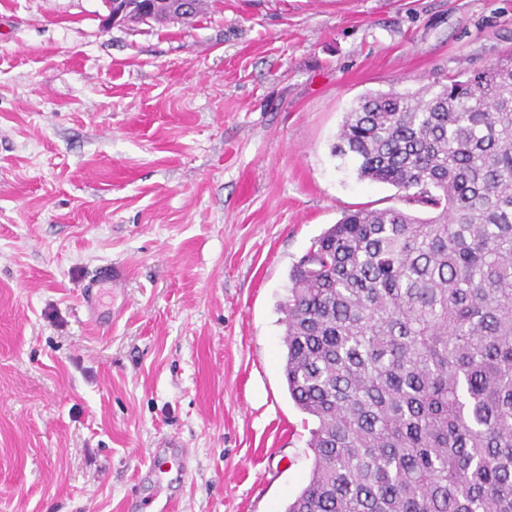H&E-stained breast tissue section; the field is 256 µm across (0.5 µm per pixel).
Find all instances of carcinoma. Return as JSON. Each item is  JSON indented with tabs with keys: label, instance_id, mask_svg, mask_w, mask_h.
<instances>
[{
	"label": "carcinoma",
	"instance_id": "obj_1",
	"mask_svg": "<svg viewBox=\"0 0 512 512\" xmlns=\"http://www.w3.org/2000/svg\"><path fill=\"white\" fill-rule=\"evenodd\" d=\"M334 153L432 215L351 210L292 270L284 375L314 427L284 512H512V48L360 96Z\"/></svg>",
	"mask_w": 512,
	"mask_h": 512
}]
</instances>
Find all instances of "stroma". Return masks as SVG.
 Returning <instances> with one entry per match:
<instances>
[{"instance_id": "stroma-1", "label": "stroma", "mask_w": 512, "mask_h": 512, "mask_svg": "<svg viewBox=\"0 0 512 512\" xmlns=\"http://www.w3.org/2000/svg\"><path fill=\"white\" fill-rule=\"evenodd\" d=\"M102 0H0V512H283L311 427L288 395L293 267L402 207L332 147L368 92L475 73L512 0H213L103 28ZM117 298L82 302L100 267ZM184 476L141 480L155 440ZM178 455L182 458L188 455V451L183 447L180 439L173 435L161 436L154 445L147 472L152 473L160 470L163 464L167 463L169 460H174L177 462L180 472L184 473V464Z\"/></svg>"}]
</instances>
